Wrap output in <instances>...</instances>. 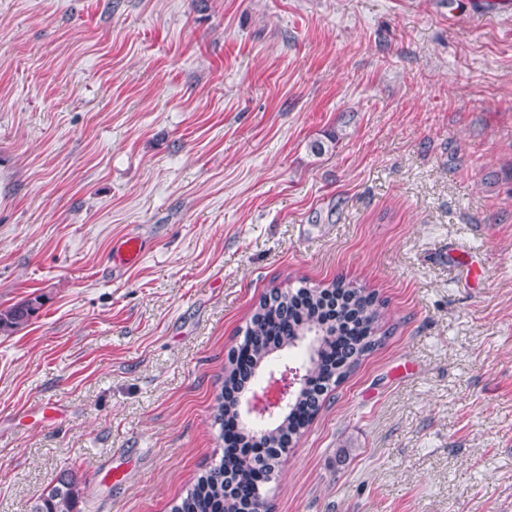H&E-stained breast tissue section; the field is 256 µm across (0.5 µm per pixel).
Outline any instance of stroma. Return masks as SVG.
Wrapping results in <instances>:
<instances>
[{
    "mask_svg": "<svg viewBox=\"0 0 512 512\" xmlns=\"http://www.w3.org/2000/svg\"><path fill=\"white\" fill-rule=\"evenodd\" d=\"M339 277L385 334L271 512H512V0H0V512H171L252 306ZM143 255L142 243L138 237H127L115 246L114 260L125 265L135 264ZM40 306V298L35 297L0 309V333L12 334L20 329L28 323ZM80 489L70 472L63 473L56 484L46 489L38 498L33 512H75Z\"/></svg>",
    "mask_w": 512,
    "mask_h": 512,
    "instance_id": "35a3bbf8",
    "label": "stroma"
}]
</instances>
